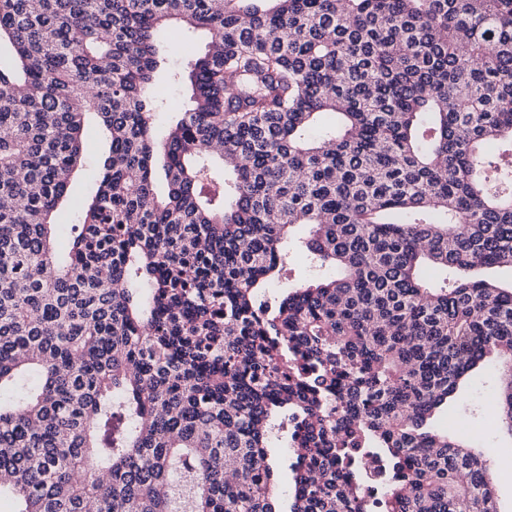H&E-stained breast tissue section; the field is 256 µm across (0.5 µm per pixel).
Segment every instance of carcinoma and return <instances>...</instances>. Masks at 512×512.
<instances>
[{
  "label": "carcinoma",
  "instance_id": "carcinoma-1",
  "mask_svg": "<svg viewBox=\"0 0 512 512\" xmlns=\"http://www.w3.org/2000/svg\"><path fill=\"white\" fill-rule=\"evenodd\" d=\"M178 28L209 42L161 126ZM5 41L15 512H280L284 439L289 512H498L430 422L497 358L512 435V285L476 278L512 271V0H0ZM91 115L108 149L60 261ZM300 225L310 281L271 295Z\"/></svg>",
  "mask_w": 512,
  "mask_h": 512
}]
</instances>
